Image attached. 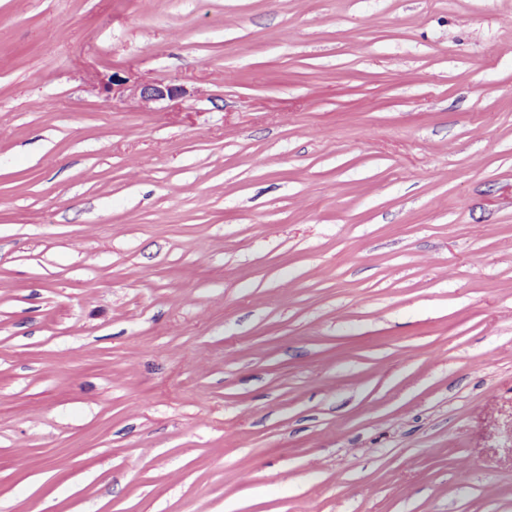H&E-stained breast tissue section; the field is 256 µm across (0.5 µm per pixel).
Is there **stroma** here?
<instances>
[{
	"label": "stroma",
	"instance_id": "stroma-1",
	"mask_svg": "<svg viewBox=\"0 0 512 512\" xmlns=\"http://www.w3.org/2000/svg\"><path fill=\"white\" fill-rule=\"evenodd\" d=\"M0 512H512V0H0ZM126 81L117 79L112 75V96H123L127 91L132 94H139L141 102L149 105L161 101H171L181 97L184 90L177 85L165 82H156L141 87L129 85Z\"/></svg>",
	"mask_w": 512,
	"mask_h": 512
}]
</instances>
